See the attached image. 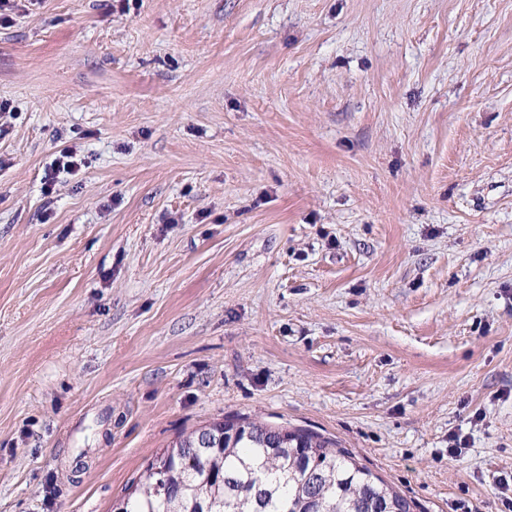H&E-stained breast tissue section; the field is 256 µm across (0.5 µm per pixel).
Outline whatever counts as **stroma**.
<instances>
[{
    "instance_id": "stroma-1",
    "label": "stroma",
    "mask_w": 512,
    "mask_h": 512,
    "mask_svg": "<svg viewBox=\"0 0 512 512\" xmlns=\"http://www.w3.org/2000/svg\"><path fill=\"white\" fill-rule=\"evenodd\" d=\"M0 100V512L227 415L512 512V0H16ZM80 167L78 163V154L76 148L68 145H61L58 150V157L50 165L46 171L42 182V193L49 196L53 193L55 178L60 171L73 173Z\"/></svg>"
}]
</instances>
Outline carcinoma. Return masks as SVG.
Segmentation results:
<instances>
[{
  "label": "carcinoma",
  "instance_id": "1",
  "mask_svg": "<svg viewBox=\"0 0 512 512\" xmlns=\"http://www.w3.org/2000/svg\"><path fill=\"white\" fill-rule=\"evenodd\" d=\"M210 428L224 432V447L198 453L197 431L180 437L113 512H413V501L332 438L243 416Z\"/></svg>",
  "mask_w": 512,
  "mask_h": 512
}]
</instances>
